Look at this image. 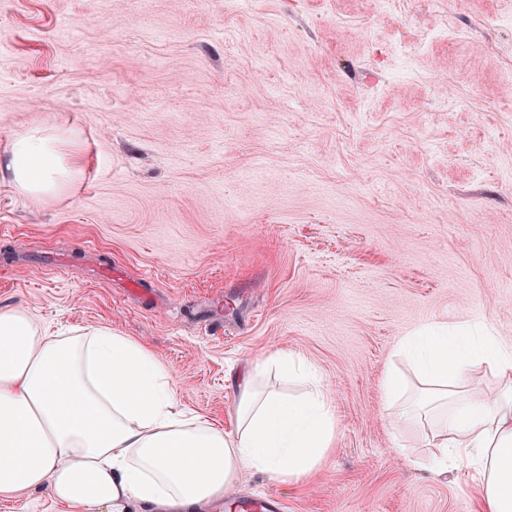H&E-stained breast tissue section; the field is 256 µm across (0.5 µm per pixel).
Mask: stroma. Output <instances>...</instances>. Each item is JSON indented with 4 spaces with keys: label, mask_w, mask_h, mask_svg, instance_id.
<instances>
[{
    "label": "stroma",
    "mask_w": 512,
    "mask_h": 512,
    "mask_svg": "<svg viewBox=\"0 0 512 512\" xmlns=\"http://www.w3.org/2000/svg\"><path fill=\"white\" fill-rule=\"evenodd\" d=\"M511 68L512 0H0V156L35 126L82 156L50 198L0 178V306L111 324L228 432L246 362L316 365L321 468L235 495L478 512L381 383L434 324L512 344Z\"/></svg>",
    "instance_id": "1"
}]
</instances>
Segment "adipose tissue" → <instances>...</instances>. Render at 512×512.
<instances>
[{
	"label": "adipose tissue",
	"mask_w": 512,
	"mask_h": 512,
	"mask_svg": "<svg viewBox=\"0 0 512 512\" xmlns=\"http://www.w3.org/2000/svg\"><path fill=\"white\" fill-rule=\"evenodd\" d=\"M13 186L47 197L79 171L57 130L35 127L5 160ZM382 412L392 429L443 410L435 433L442 462L472 476L482 512H512V345L465 324H438L403 338ZM495 372L485 396L469 391L481 368ZM302 391H264L268 370ZM235 431L187 415L170 369L111 325L50 330L21 307H0V496L39 492L69 512H195L223 501L245 471L282 484L311 476L335 438L336 405L300 353L248 361L237 374Z\"/></svg>",
	"instance_id": "obj_1"
}]
</instances>
